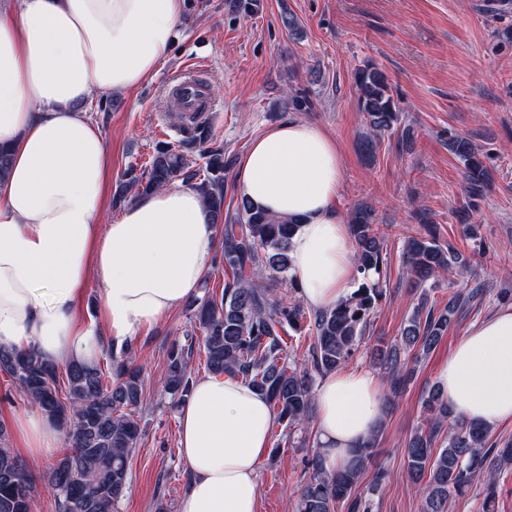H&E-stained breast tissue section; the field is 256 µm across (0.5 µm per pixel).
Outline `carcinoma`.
Masks as SVG:
<instances>
[{
  "label": "carcinoma",
  "instance_id": "obj_1",
  "mask_svg": "<svg viewBox=\"0 0 512 512\" xmlns=\"http://www.w3.org/2000/svg\"><path fill=\"white\" fill-rule=\"evenodd\" d=\"M360 111L364 112L376 137L400 122L399 112L385 76L367 66L354 75ZM203 126L194 128L188 144L203 159V178L193 179L190 159L174 145H159L146 175H132L123 182L118 199L129 192L147 194L175 180L192 183L222 227L219 256L214 264L230 271L221 297L204 300L190 316L192 331L171 345L166 355L162 390L185 400L193 379L188 362L195 349L203 351L212 374H233L264 394L278 430L272 434L270 457L288 444L295 428L305 425L314 404L318 379L352 360L366 337L371 318L386 290L380 280L388 267L383 237L370 214L360 210L349 229L356 246L362 278L335 307L315 311L296 297L278 298L264 285H287L298 292L291 275L289 251L297 228L293 221L253 207L242 200L237 216L224 218V177L234 165V156L224 147L210 145ZM448 150L463 164L465 192L469 199L484 196L490 175L479 150L467 138L454 135ZM427 236L410 235L405 243L407 272L421 288L400 336V344L378 349L375 359L397 391L416 375L418 355L437 347L465 303L483 293L479 286L468 292L455 291L438 309L428 304L426 284L470 261L451 244L441 243L428 226ZM306 330L312 341L302 367L291 358L294 334ZM0 373L5 374L35 407L66 430L72 448L52 464L48 487L55 512H116L129 482V458L140 437L139 411L143 404L141 368L134 365L131 350L109 347L92 362L72 361L61 368L36 351L0 349ZM425 420L413 431L404 448L407 473L422 498V512H449V502L476 480L483 479L482 512H495L496 486L502 471L512 467V443L499 445L489 429L466 422L433 387L423 401ZM379 444L374 433L356 451L351 463L329 472L315 452L305 461L308 473L299 490L297 512H369V500L357 488ZM37 493L28 470L8 444L0 427V512H32Z\"/></svg>",
  "mask_w": 512,
  "mask_h": 512
}]
</instances>
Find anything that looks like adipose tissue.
<instances>
[{"label": "adipose tissue", "instance_id": "1", "mask_svg": "<svg viewBox=\"0 0 512 512\" xmlns=\"http://www.w3.org/2000/svg\"><path fill=\"white\" fill-rule=\"evenodd\" d=\"M185 0H0V348H35L56 363L91 361L136 339L195 294L219 234L201 196L173 183L101 217L108 152L84 106L132 91L167 60ZM339 148L317 124L287 120L255 138L234 180L240 199L297 220L291 273L314 310L336 304L359 272L335 201ZM99 287V318L79 304ZM436 385L458 416L486 427L512 421V309L468 329ZM383 419L370 370L335 371L315 390L314 429L326 470L342 468ZM274 419L241 377L198 378L180 409L179 448L193 479L178 512H259L258 470ZM26 453H54L61 432L39 412L16 416Z\"/></svg>", "mask_w": 512, "mask_h": 512}]
</instances>
